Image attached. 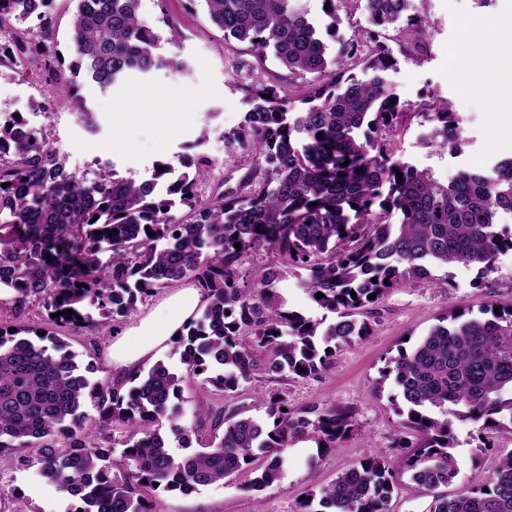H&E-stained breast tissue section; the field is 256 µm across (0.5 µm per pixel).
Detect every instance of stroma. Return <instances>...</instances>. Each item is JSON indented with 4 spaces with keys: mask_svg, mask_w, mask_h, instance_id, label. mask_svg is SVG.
Wrapping results in <instances>:
<instances>
[{
    "mask_svg": "<svg viewBox=\"0 0 512 512\" xmlns=\"http://www.w3.org/2000/svg\"><path fill=\"white\" fill-rule=\"evenodd\" d=\"M417 7L429 24L427 39L417 53H404L396 28L382 33V42L397 62L389 80L401 102L416 107L436 99L447 101L461 120L464 142L456 152L424 146L419 135L427 124L416 110L404 116L386 139L393 159L430 170L444 183L460 172L488 168L512 157V147L496 141L498 129H512V112L496 109L493 99L468 90L456 55L467 26L512 28V0H489L485 5L479 0H417ZM140 15L158 27L164 53L181 58L185 72L163 69L105 90L81 79L80 92L99 124L92 132L77 120L69 101L57 94L36 57L26 62L22 72L0 73V112L23 113L31 124L44 127L67 170L92 173L99 164L110 162L122 175L137 179L149 177L155 162H176L207 125L211 133L205 149L220 162L215 178L238 182L246 167L225 155L220 132L243 123L250 109L248 92L257 81L276 79L293 89L303 86L304 77L289 76L274 57L259 59L248 44L225 39L209 21L202 0H141ZM235 61L241 64L236 72L230 69ZM43 102L49 104V113L39 111ZM510 299L512 251L499 255L494 272L482 279L470 268L444 267L434 270L426 282L390 290L376 307L373 336L343 346L321 376L274 378L258 371L231 396L201 379H185L182 405L187 411L194 401L205 398L260 417L264 409L255 401L257 393L278 391L298 407L315 403L342 411L354 429L339 448L314 464L309 458L316 452L315 440L292 442L284 451L288 464L281 479L262 490L252 489V476L245 472L231 483L205 486L187 495L153 492L155 512H301L308 491L326 486L365 455L379 452L395 460L399 454L395 443L406 431L391 403L395 384L381 376L386 360L396 356L404 337L419 340L448 312L476 314ZM63 336L79 365L91 366V381H111L112 371L101 355L106 336L90 329L67 330ZM454 433L459 470L444 489L448 495L484 481L498 457L512 451V432L506 430L482 433L471 423L458 422ZM79 505L78 499L42 482L35 469L0 471V512H75Z\"/></svg>",
    "mask_w": 512,
    "mask_h": 512,
    "instance_id": "1",
    "label": "stroma"
}]
</instances>
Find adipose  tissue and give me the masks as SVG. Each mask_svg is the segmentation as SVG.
Returning <instances> with one entry per match:
<instances>
[{
    "label": "adipose tissue",
    "mask_w": 512,
    "mask_h": 512,
    "mask_svg": "<svg viewBox=\"0 0 512 512\" xmlns=\"http://www.w3.org/2000/svg\"><path fill=\"white\" fill-rule=\"evenodd\" d=\"M502 43V38H489L485 26L472 25L466 30L458 56L474 92L495 93L499 102L512 106V58L502 55ZM204 304L199 288H178L136 323L114 334L104 360L115 379L156 361L180 338Z\"/></svg>",
    "instance_id": "ef3b65f1"
}]
</instances>
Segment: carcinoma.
Here are the masks:
<instances>
[{
	"mask_svg": "<svg viewBox=\"0 0 512 512\" xmlns=\"http://www.w3.org/2000/svg\"><path fill=\"white\" fill-rule=\"evenodd\" d=\"M360 1L370 30L331 53L326 39H336L339 11ZM51 2L0 0V33L7 35L0 68L46 53L55 39ZM74 2L73 58L52 56L46 71L87 127L96 129L97 121L79 94V74L108 89L132 76L186 69L162 53V36L139 15L140 0ZM203 2L224 38L310 75L298 91L262 81L248 91L243 124L223 135L227 155L249 160L235 187L221 182L207 195L199 191L215 167L203 150L181 170L155 163L141 182L108 163L90 180L65 170L44 129L17 114L0 118V282L18 291L19 306L42 299L51 325L106 334L114 318L173 282L188 279L207 296L178 340L185 375L159 360L119 386L90 383L54 333L0 325V470L37 467L81 502L75 512H153L145 489L187 493L246 469L260 490L281 479L291 442L311 437L318 457L338 447L350 427L346 416L316 404L297 408L276 393L261 397L263 418L227 415L202 399L192 425H182L181 382L200 377L227 395L260 369L316 377L339 345L372 335L373 312L365 307L388 291L448 265L485 276L512 251V234L498 229L499 215L512 213V159L441 183L392 160L381 137L405 105L386 78L397 61L375 29L394 26L406 50L420 49L426 21L410 15L415 0H327L323 23L298 0ZM357 67L364 78L352 73ZM424 107L432 127L422 143L458 150L463 129L455 113L445 102ZM177 209L184 214L174 215ZM395 214L398 223H389ZM261 247L276 259L247 280L243 258ZM288 268L300 272L301 287L333 322L288 309L278 293ZM498 306L479 316L450 312L410 349H397L381 374L393 378L406 406L397 409L401 426L416 440L401 444L394 464L370 453L309 491L306 512H389L394 467L429 492L457 476L453 420L481 431L512 429V302ZM88 399L95 418L83 411ZM163 416L185 444L199 423L210 422L204 451L176 456L170 439L152 428ZM117 427L124 430L118 458L108 435ZM30 448L39 449L34 459ZM431 512H512V451L500 455L481 486L435 496Z\"/></svg>",
	"mask_w": 512,
	"mask_h": 512,
	"instance_id": "1",
	"label": "carcinoma"
}]
</instances>
